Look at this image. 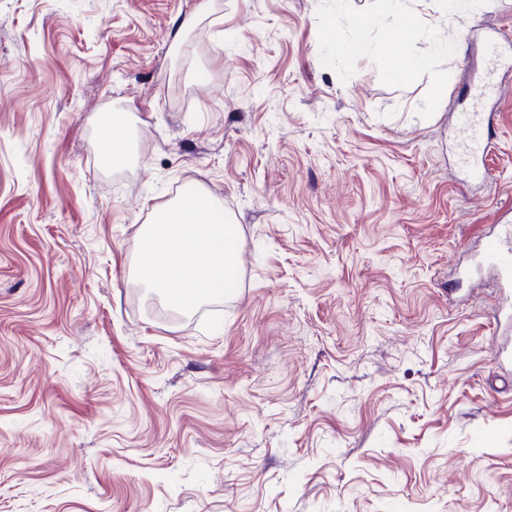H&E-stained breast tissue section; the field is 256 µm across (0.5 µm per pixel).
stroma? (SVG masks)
I'll return each mask as SVG.
<instances>
[{
    "label": "stroma",
    "mask_w": 512,
    "mask_h": 512,
    "mask_svg": "<svg viewBox=\"0 0 512 512\" xmlns=\"http://www.w3.org/2000/svg\"><path fill=\"white\" fill-rule=\"evenodd\" d=\"M491 36L512 0H0V512H512L474 268L512 221V69L492 179L454 118ZM184 183L242 243L189 312L138 273ZM125 115L121 112L113 113L112 121V144L108 146L112 148L113 159L124 160L128 157L127 138L123 132L125 127ZM117 134V136H116Z\"/></svg>",
    "instance_id": "1"
}]
</instances>
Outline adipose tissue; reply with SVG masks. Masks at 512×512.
Here are the masks:
<instances>
[{
	"instance_id": "obj_1",
	"label": "adipose tissue",
	"mask_w": 512,
	"mask_h": 512,
	"mask_svg": "<svg viewBox=\"0 0 512 512\" xmlns=\"http://www.w3.org/2000/svg\"><path fill=\"white\" fill-rule=\"evenodd\" d=\"M239 249L212 196L180 199L144 231L139 272L170 305L189 310L222 291Z\"/></svg>"
}]
</instances>
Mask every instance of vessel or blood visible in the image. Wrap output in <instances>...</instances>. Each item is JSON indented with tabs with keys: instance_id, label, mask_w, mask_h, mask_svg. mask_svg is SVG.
Wrapping results in <instances>:
<instances>
[{
	"instance_id": "vessel-or-blood-1",
	"label": "vessel or blood",
	"mask_w": 512,
	"mask_h": 512,
	"mask_svg": "<svg viewBox=\"0 0 512 512\" xmlns=\"http://www.w3.org/2000/svg\"><path fill=\"white\" fill-rule=\"evenodd\" d=\"M498 65L490 63L479 84L469 86L467 94L476 105L475 111L462 113L461 123L467 135L460 146L459 164L472 179H486L490 175L484 158L489 151L491 120L483 119L480 109L501 91L497 80ZM482 264L495 270L502 281L501 302L495 318V328L512 333V225L503 224L500 234L487 237L483 243Z\"/></svg>"
}]
</instances>
